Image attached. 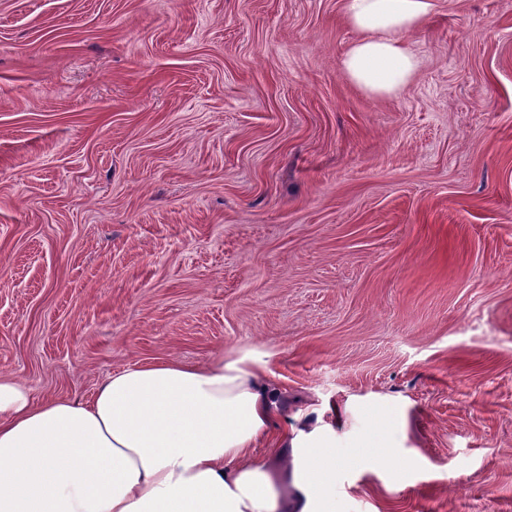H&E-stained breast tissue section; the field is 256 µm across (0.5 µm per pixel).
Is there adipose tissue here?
<instances>
[{
  "mask_svg": "<svg viewBox=\"0 0 512 512\" xmlns=\"http://www.w3.org/2000/svg\"><path fill=\"white\" fill-rule=\"evenodd\" d=\"M438 0H342L359 34L340 68L393 96L421 60L407 35ZM256 361L175 359L112 373L86 401L0 378V512H336L337 410L287 414ZM273 437L270 457L252 450Z\"/></svg>",
  "mask_w": 512,
  "mask_h": 512,
  "instance_id": "adipose-tissue-1",
  "label": "adipose tissue"
}]
</instances>
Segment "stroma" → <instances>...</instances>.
I'll return each mask as SVG.
<instances>
[{
    "mask_svg": "<svg viewBox=\"0 0 512 512\" xmlns=\"http://www.w3.org/2000/svg\"><path fill=\"white\" fill-rule=\"evenodd\" d=\"M340 0H0V375L256 361L289 412L387 399L362 512H512V0H439L398 95Z\"/></svg>",
    "mask_w": 512,
    "mask_h": 512,
    "instance_id": "35a3bbf8",
    "label": "stroma"
}]
</instances>
